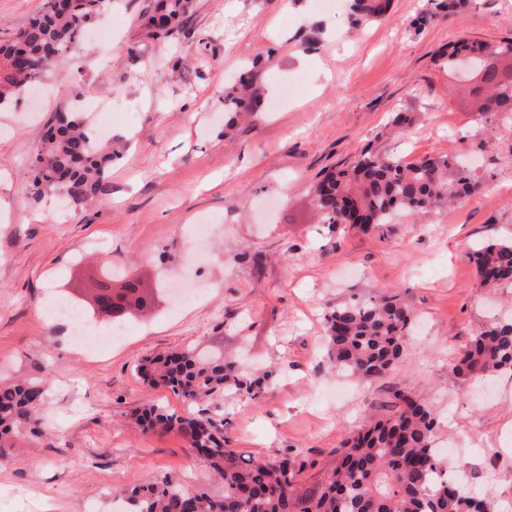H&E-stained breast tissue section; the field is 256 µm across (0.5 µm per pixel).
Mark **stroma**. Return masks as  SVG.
<instances>
[{"mask_svg":"<svg viewBox=\"0 0 512 512\" xmlns=\"http://www.w3.org/2000/svg\"><path fill=\"white\" fill-rule=\"evenodd\" d=\"M156 0H109L91 39L50 70L45 88L0 108V381L49 380L40 442L0 467V512H113L114 491L166 474L221 491L176 434L143 429L149 404L183 411L171 390L137 372L145 359L188 347L242 354L268 372L253 400L221 399L224 436L243 455L292 450L319 483L343 440L389 411L394 390L437 414L448 459L469 490L512 512V373L468 380L457 352L501 308L512 287H483L467 254L512 239V120L478 112L468 84L440 62L459 40L512 38V0H461L425 25L429 0H391L389 11L348 35V0H189L184 23L155 38L144 25ZM261 59L260 111L226 127L224 90ZM89 86L84 101L75 94ZM112 102L121 156L94 202L69 206L36 194L30 166L60 112ZM410 122L395 130V113ZM409 162L464 153L482 185L445 209L396 217L369 232L328 228L309 188L362 150ZM207 220L211 248L196 274L201 301L172 308L166 277L186 270L184 230ZM116 268L149 289L148 318L100 356L71 345L44 316L62 294L82 297ZM400 293L416 317L407 356L362 387L337 377L323 318L351 299Z\"/></svg>","mask_w":512,"mask_h":512,"instance_id":"1","label":"stroma"}]
</instances>
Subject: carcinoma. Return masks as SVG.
<instances>
[{
  "mask_svg": "<svg viewBox=\"0 0 512 512\" xmlns=\"http://www.w3.org/2000/svg\"><path fill=\"white\" fill-rule=\"evenodd\" d=\"M105 0H47L43 10L0 43V106L19 100L53 66L66 61ZM390 0H350L349 22L364 26L382 17ZM188 0H157L145 21L156 38L178 27ZM512 55V40L499 45L460 41L448 46V67L477 55ZM258 73L248 71L226 93L224 106L234 114L252 112L259 98ZM490 95L480 111L512 117V73L484 77ZM116 158L112 145L95 140L76 113L51 126L32 165L33 184L75 204L102 189L107 167ZM478 183L454 156L426 157L405 163L362 151L351 165L329 172L311 188L312 202L325 224H348L369 231L405 211L425 213L471 197ZM469 261L485 285H512V241L477 245ZM413 315L398 294L337 305L324 316L326 343L336 370L359 382L378 380L405 356ZM453 370L465 378L512 371V316L494 318L471 336ZM143 380L165 387L187 402L180 414L152 404L139 421L159 434H178L188 450L223 483L219 494L183 484L175 475L122 491L137 512H491L488 496L466 491L448 473L436 446L438 419L412 393H397L396 410L351 435L336 450L335 467L310 489L299 486L304 462L285 452L271 460L245 458L226 448L224 419L205 406L224 391L262 397L266 378L255 377L214 349L193 348L146 360ZM47 395L40 379L0 384V464L15 457L20 440L42 438L37 416Z\"/></svg>",
  "mask_w": 512,
  "mask_h": 512,
  "instance_id": "1",
  "label": "carcinoma"
}]
</instances>
